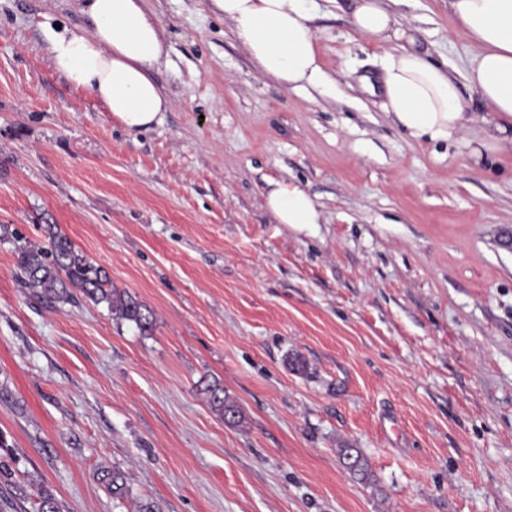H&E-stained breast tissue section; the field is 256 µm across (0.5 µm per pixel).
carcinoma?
<instances>
[{
    "mask_svg": "<svg viewBox=\"0 0 512 512\" xmlns=\"http://www.w3.org/2000/svg\"><path fill=\"white\" fill-rule=\"evenodd\" d=\"M44 232L48 238L46 247L36 246L20 233H14L15 241L19 242L16 255L21 282L33 289L36 297L46 301L67 299L71 297L70 289L75 288L93 303L106 304L116 318L135 323L140 331L151 329L152 322L142 312V305L113 288L105 270L77 249L56 225H46ZM206 392L211 407L224 420L230 424L241 422L242 412L222 386L209 385ZM338 455L349 473L364 481L370 479L369 464L359 449L340 448Z\"/></svg>",
    "mask_w": 512,
    "mask_h": 512,
    "instance_id": "1",
    "label": "carcinoma"
}]
</instances>
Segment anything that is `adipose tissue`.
Wrapping results in <instances>:
<instances>
[{"label": "adipose tissue", "mask_w": 512, "mask_h": 512, "mask_svg": "<svg viewBox=\"0 0 512 512\" xmlns=\"http://www.w3.org/2000/svg\"><path fill=\"white\" fill-rule=\"evenodd\" d=\"M401 0H347L354 30L383 50L382 89L387 111L414 137L453 139L471 126L483 138L470 153L476 162L512 154V0H448L454 30L471 44L463 80L423 48L419 28L396 7ZM232 24L237 42L282 89L318 86L326 79L315 20L318 0H211ZM84 32L47 28L51 67L76 89L90 92L131 134L158 123L171 101L155 79L166 60L164 35L146 0H82ZM484 105L467 111L460 84ZM264 204L280 224H317L322 213L298 185L269 183Z\"/></svg>", "instance_id": "adipose-tissue-1"}]
</instances>
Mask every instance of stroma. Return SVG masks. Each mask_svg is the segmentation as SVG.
Here are the masks:
<instances>
[{
    "label": "stroma",
    "mask_w": 512,
    "mask_h": 512,
    "mask_svg": "<svg viewBox=\"0 0 512 512\" xmlns=\"http://www.w3.org/2000/svg\"><path fill=\"white\" fill-rule=\"evenodd\" d=\"M148 7L172 105L131 134L49 65L77 0H0V227L57 225L153 320L38 299L0 238V512H512V158L398 125L342 9L329 83L284 91L210 0ZM399 11L463 69L447 0ZM271 179L322 223H277ZM208 400L214 411L218 412L230 424H239L242 412L238 406L224 393V388L218 384L206 387ZM340 461L349 473L359 476L360 480L367 481L371 477V471L367 460L357 448L338 449Z\"/></svg>",
    "instance_id": "stroma-1"
}]
</instances>
